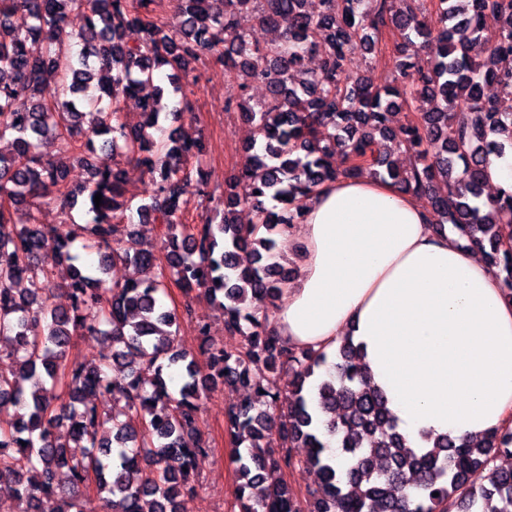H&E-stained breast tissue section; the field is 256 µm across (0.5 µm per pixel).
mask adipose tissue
Here are the masks:
<instances>
[{
    "instance_id": "ef3b65f1",
    "label": "adipose tissue",
    "mask_w": 512,
    "mask_h": 512,
    "mask_svg": "<svg viewBox=\"0 0 512 512\" xmlns=\"http://www.w3.org/2000/svg\"><path fill=\"white\" fill-rule=\"evenodd\" d=\"M304 257L269 315L292 347L359 344L407 445L512 429V299L498 271L393 183L338 177L286 231Z\"/></svg>"
}]
</instances>
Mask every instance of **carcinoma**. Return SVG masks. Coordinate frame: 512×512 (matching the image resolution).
Instances as JSON below:
<instances>
[{
  "label": "carcinoma",
  "instance_id": "cac0c4a2",
  "mask_svg": "<svg viewBox=\"0 0 512 512\" xmlns=\"http://www.w3.org/2000/svg\"><path fill=\"white\" fill-rule=\"evenodd\" d=\"M415 2L321 0L314 15L306 0H175L181 21L170 31L156 20L161 0H0V73L9 75L0 81V140L11 143L10 153L0 152V357L11 360L0 371V405L17 410L0 424V485L21 512H42L46 499L57 501V512H81L78 493L91 484L107 512H183L197 494L196 459L211 448L202 406L226 384L243 396L224 409L238 512H512V469L495 465L512 456L511 431L492 430L469 446L445 436L417 453L362 372L353 337L330 362L289 347L268 327L292 273L277 237L300 222L305 198L340 174H369L427 200L439 225L486 252L512 298V250L504 246L512 193L481 203L488 159L504 151L492 135L512 127V0H434L433 22ZM243 13L278 37L251 43L238 28ZM75 16L84 20L76 34ZM386 29L422 39L428 58L396 59L394 82L377 85L350 69V55L357 46L374 53ZM130 31L137 40L126 38ZM204 52L236 83L227 107L241 109L253 140L240 176L225 183L223 216L202 213L189 224L187 188L206 181L188 162L205 145L164 124L191 106L179 73ZM313 53L322 55L315 71L306 67ZM255 84L268 99L242 106ZM488 84L497 98H485ZM92 86L94 105L86 98ZM146 87L153 93L142 97L144 121L132 128L122 101ZM425 100L433 110L390 127L391 111ZM388 139L414 163L389 159L381 151ZM106 149L148 175V201L126 196L127 171L99 160ZM338 156L347 159L341 170ZM76 162L87 174L81 194L90 216L78 237L99 256L85 269L69 240L44 252L53 227L36 216L45 205L66 212L77 204L69 182ZM239 206L252 211L253 224L234 222ZM140 224L154 225L156 241L130 252L122 236ZM161 257L159 278L107 285L110 266L137 273ZM63 269L66 303L57 305L45 284ZM169 279L187 293L204 291L236 342L210 343L199 318L204 361L180 348L181 316L163 302ZM78 334L108 340L112 354L72 355ZM276 374L291 393L286 409L264 384ZM105 396L122 409L100 410ZM312 401L328 417L341 468ZM295 444L311 449L304 463L320 476L303 494L282 479L295 466ZM479 469L488 484L476 487L470 476Z\"/></svg>",
  "mask_w": 512,
  "mask_h": 512
}]
</instances>
